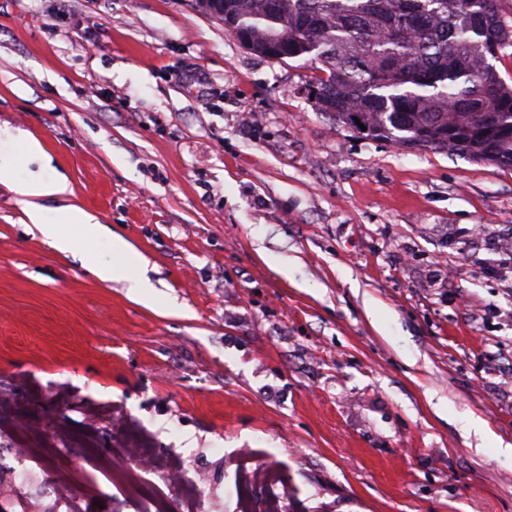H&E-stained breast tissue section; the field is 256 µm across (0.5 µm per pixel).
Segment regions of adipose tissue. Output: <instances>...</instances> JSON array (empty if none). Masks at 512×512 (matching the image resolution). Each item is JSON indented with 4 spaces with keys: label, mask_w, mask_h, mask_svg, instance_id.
Instances as JSON below:
<instances>
[{
    "label": "adipose tissue",
    "mask_w": 512,
    "mask_h": 512,
    "mask_svg": "<svg viewBox=\"0 0 512 512\" xmlns=\"http://www.w3.org/2000/svg\"><path fill=\"white\" fill-rule=\"evenodd\" d=\"M45 157L42 144L35 137L0 138V182H15V173L24 162ZM16 184L30 223L52 246L62 252L80 253L86 268L100 280H122L139 296H148V281L128 272L130 247L127 242L113 235L109 238L107 251H100L95 245L93 216L80 206L64 202L63 197L69 191L65 175L59 173L47 179L33 174ZM53 197L61 199V206L45 209L42 199Z\"/></svg>",
    "instance_id": "adipose-tissue-1"
}]
</instances>
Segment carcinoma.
Segmentation results:
<instances>
[{"label": "carcinoma", "mask_w": 512, "mask_h": 512, "mask_svg": "<svg viewBox=\"0 0 512 512\" xmlns=\"http://www.w3.org/2000/svg\"><path fill=\"white\" fill-rule=\"evenodd\" d=\"M250 53L305 58L306 86L336 124L400 146L512 168V47L499 0H222Z\"/></svg>", "instance_id": "cac0c4a2"}]
</instances>
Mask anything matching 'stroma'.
I'll return each mask as SVG.
<instances>
[{
	"mask_svg": "<svg viewBox=\"0 0 512 512\" xmlns=\"http://www.w3.org/2000/svg\"><path fill=\"white\" fill-rule=\"evenodd\" d=\"M316 69L198 0H0V135L148 261L103 282L0 183L1 465L138 512L116 436L209 478L275 455L289 512H512V169L337 125ZM81 443L59 449L39 433ZM42 451L17 461L16 443Z\"/></svg>",
	"mask_w": 512,
	"mask_h": 512,
	"instance_id": "35a3bbf8",
	"label": "stroma"
}]
</instances>
